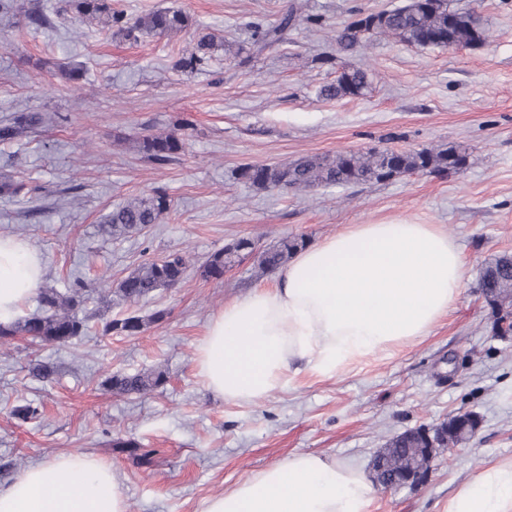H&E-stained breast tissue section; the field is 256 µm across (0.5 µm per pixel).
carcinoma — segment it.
<instances>
[{
  "label": "carcinoma",
  "instance_id": "1",
  "mask_svg": "<svg viewBox=\"0 0 512 512\" xmlns=\"http://www.w3.org/2000/svg\"><path fill=\"white\" fill-rule=\"evenodd\" d=\"M65 11L73 13L74 21L94 24L99 30L116 31L126 36L147 34L171 36L192 26L191 19L180 8L151 11L134 18L112 8V0H66ZM297 20V11L289 9L279 22L256 27L254 44L262 51L283 41L284 32ZM380 38L397 42L438 48H467L485 41L484 29L473 12H455L448 21V7L430 4V0H407L401 8L379 12H358L350 22L336 30L338 52L351 53L368 47ZM216 36L205 28H196L193 48L181 58L185 70H201L212 60ZM371 84L370 74L360 68H344L336 79L324 86L320 94L328 99L359 96ZM46 120L40 112H20L0 121V143L8 144L35 132ZM191 134L186 129L167 133H152L139 137L140 152L152 162L162 165L172 161L186 146ZM467 155L453 148L440 150L425 147L416 151L397 152L372 148L365 152L339 153L332 158L305 156L290 163L246 165L239 169L242 181L264 190H307L319 186H349L356 184L385 183L401 174L433 173L446 170L458 163H466ZM35 193L38 187L24 182L0 181V193L16 196L23 192ZM168 194L157 189L149 197L133 198L116 206L106 215L103 230L112 235L140 234L158 223L170 209ZM304 245L301 238H285L278 244L260 252L259 266L273 272L285 265L292 255ZM255 244L249 239L212 253L203 265L202 273L216 280L224 276V268L234 262L243 251L251 252ZM186 266L176 255L152 259L138 265L118 285L124 300L137 302L160 288L172 287L184 277ZM479 286L493 315L512 313V254H503L486 266L480 275ZM89 299L85 284L76 280L71 294L63 295L54 289L41 292L40 313L0 324V341L16 338L36 344L68 345L90 330L89 315L85 306ZM145 321L137 315L113 319L105 323L102 335L135 336L143 330ZM165 382L161 372L114 374L102 386L116 394H139L160 387ZM479 422L455 416L436 426L437 432L448 435V444L455 446L472 438ZM111 446L121 449L139 463L150 462L149 454L139 452L134 441L119 439Z\"/></svg>",
  "mask_w": 512,
  "mask_h": 512
}]
</instances>
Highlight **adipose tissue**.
<instances>
[{"label": "adipose tissue", "mask_w": 512, "mask_h": 512, "mask_svg": "<svg viewBox=\"0 0 512 512\" xmlns=\"http://www.w3.org/2000/svg\"><path fill=\"white\" fill-rule=\"evenodd\" d=\"M43 274L25 241L0 236V322L19 316ZM469 281L436 224H353L305 245L271 285L225 304L196 366L224 399L251 403L286 387L295 363L329 376L429 335ZM376 489L347 462L302 454L209 499L204 512H371ZM0 512H127L111 465L80 454L27 468L0 487ZM447 512H512V460L463 484Z\"/></svg>", "instance_id": "obj_1"}]
</instances>
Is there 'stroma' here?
I'll list each match as a JSON object with an SVG mask.
<instances>
[{"instance_id": "1", "label": "stroma", "mask_w": 512, "mask_h": 512, "mask_svg": "<svg viewBox=\"0 0 512 512\" xmlns=\"http://www.w3.org/2000/svg\"><path fill=\"white\" fill-rule=\"evenodd\" d=\"M403 0H112L137 16L183 9L193 24L236 43L246 62L215 48L209 67L178 66L191 44L185 30L138 40L76 26L64 0H19L39 7L51 27L0 24V120L45 112L39 133L0 144V178L37 194L0 196V236L26 240L41 256V287L67 293L85 283L92 335L66 346L0 342V485L28 466L81 453L111 463L127 512H203L207 499L284 459L319 454L371 470L392 436L477 413L469 444L441 452L417 489H377L372 512H445L449 499L488 464L512 459V339L491 331L479 288L482 268L512 253V0H451L477 12L486 40L468 49H431L378 40L346 57L372 75L357 98L327 100L336 70V30L354 12ZM322 25L288 28L274 49L253 53L252 23H276L289 4ZM77 69L79 77L64 72ZM192 138L175 161L158 165L137 148L144 131ZM431 145L466 149L459 171L401 176L382 184L259 191L237 176L245 165L277 164L370 147ZM163 189L171 208L145 232L115 238L101 225L112 208ZM437 224L467 262L470 281L430 334L394 355L379 352L335 375L303 373L249 404L224 400L197 374V349L225 303L272 281L244 254L221 279L200 268L241 238L262 250L285 237L313 243L352 224ZM181 255L176 286L126 302L118 284L148 258ZM143 317L135 336H105V322ZM50 360L59 374L42 382L28 366ZM162 372L151 391L117 395L113 374ZM37 405L21 421L15 406ZM133 439L151 454L141 465L109 448Z\"/></svg>"}]
</instances>
